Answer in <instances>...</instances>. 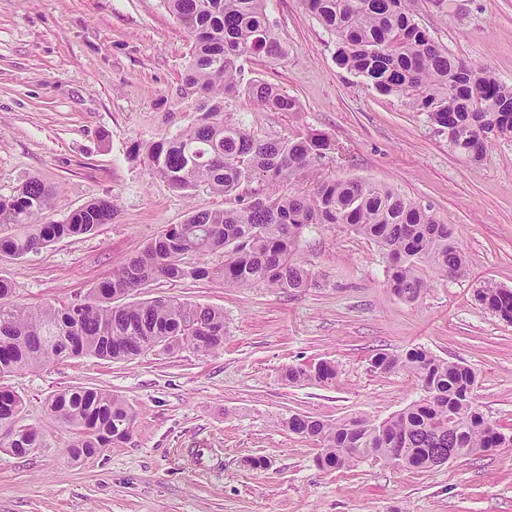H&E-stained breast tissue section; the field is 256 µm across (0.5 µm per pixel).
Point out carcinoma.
<instances>
[{
	"instance_id": "obj_1",
	"label": "carcinoma",
	"mask_w": 512,
	"mask_h": 512,
	"mask_svg": "<svg viewBox=\"0 0 512 512\" xmlns=\"http://www.w3.org/2000/svg\"><path fill=\"white\" fill-rule=\"evenodd\" d=\"M411 0H303L336 38V61L367 78L377 91L412 99L428 121L448 129V142L477 161L498 140H512V85L486 67L453 57L410 13ZM192 39L180 96L192 99L196 120L151 145L146 164L173 188L199 186L230 196L262 178L289 183L329 153H341L327 136L307 130L283 139H260L226 114L246 91L277 112L298 111L297 101L270 84L244 80L241 61L280 58L286 48L275 33L267 0H164ZM55 197L39 178L0 197V254L37 253L54 241L90 234L112 221L115 206L96 200L64 222L44 221ZM338 226L375 242L389 260L390 287L406 302L430 288L429 279H458L467 260L453 228L398 189L363 178L325 179L309 192L259 197L238 206L192 211L172 224L81 304H14V284L0 276V378L47 362L93 356L132 360L156 348L215 352L224 346V311L175 297L124 303L147 283L213 277L226 288L293 292L313 286L314 273L297 256L303 231ZM224 251V265L209 270L197 260ZM475 300L512 324V290L486 284ZM382 373L413 374L425 397L376 422L351 416L327 422L295 413L282 420L289 432L319 444L317 465L348 469L366 458L384 459L402 448L409 468L427 471L450 448L466 458L489 448L512 447V430L488 421L474 399L477 374L428 350L379 352ZM336 365L322 361L283 372L291 386L330 384ZM49 413L72 430L70 451L90 455L131 437L136 413L118 395L73 388L47 401ZM22 398L0 387V444L18 455L42 447L40 432L21 424Z\"/></svg>"
}]
</instances>
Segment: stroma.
Wrapping results in <instances>:
<instances>
[{
  "label": "stroma",
  "mask_w": 512,
  "mask_h": 512,
  "mask_svg": "<svg viewBox=\"0 0 512 512\" xmlns=\"http://www.w3.org/2000/svg\"><path fill=\"white\" fill-rule=\"evenodd\" d=\"M440 13L414 0V19L449 53L512 84V0H459ZM288 45L277 61H244L245 76L281 88L301 109L233 100L234 120L259 138L316 130L342 146L289 185L257 179L244 199L306 192L331 177L397 188L455 227L468 261L462 280H437L405 302L387 261L366 238L311 227L298 252L316 283L301 292L227 288L208 279L161 278L133 302L176 297L224 312L223 349L147 352L111 362L93 356L0 379L23 397L24 424L42 448L0 447V512H512V447L417 472L369 458L347 470L319 468L316 442L282 426L292 413L384 420L423 396L417 379L373 369L379 352L421 347L470 366L475 400L512 427V325L474 300L493 282L512 289V141L474 162L406 99L376 91L337 65L336 40L303 0H268ZM191 40L162 0H0V196L37 177L55 191L45 218L62 222L94 199L115 200L111 223L27 256L0 259L14 302H83L128 258L188 211L230 206L201 186L184 193L150 173L139 149L174 136L195 117L178 88ZM334 362L330 385H288L289 366ZM74 387L120 395L135 411L130 439L80 458L48 398ZM210 449L207 466L189 451ZM263 458L255 469L251 459Z\"/></svg>",
  "instance_id": "35a3bbf8"
}]
</instances>
